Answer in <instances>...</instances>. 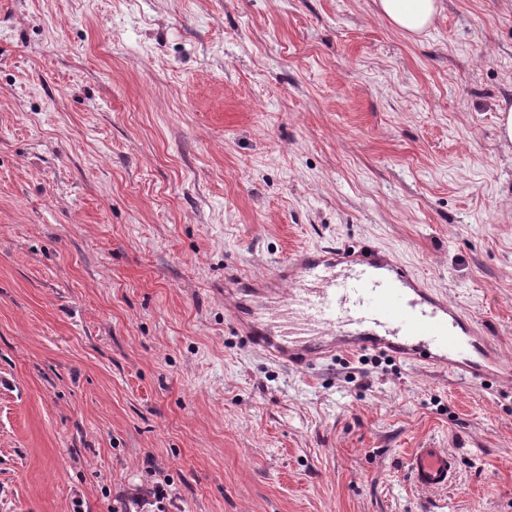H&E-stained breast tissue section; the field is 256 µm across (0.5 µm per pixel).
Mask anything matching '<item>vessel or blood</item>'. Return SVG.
<instances>
[{"instance_id": "b4317fda", "label": "vessel or blood", "mask_w": 512, "mask_h": 512, "mask_svg": "<svg viewBox=\"0 0 512 512\" xmlns=\"http://www.w3.org/2000/svg\"><path fill=\"white\" fill-rule=\"evenodd\" d=\"M231 327L252 349L305 371L336 354L375 352L477 386L502 362L476 321L398 256L375 245L295 251L270 276L224 277ZM413 482L443 489L455 461L430 442L407 461Z\"/></svg>"}]
</instances>
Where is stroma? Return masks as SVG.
<instances>
[{"mask_svg": "<svg viewBox=\"0 0 512 512\" xmlns=\"http://www.w3.org/2000/svg\"><path fill=\"white\" fill-rule=\"evenodd\" d=\"M442 6L413 40L373 0H0V512H512V385L291 370L214 294L380 245L512 371V0ZM407 469L417 486L443 489L453 477L455 461L447 448L429 442L415 449L407 461Z\"/></svg>", "mask_w": 512, "mask_h": 512, "instance_id": "stroma-1", "label": "stroma"}]
</instances>
